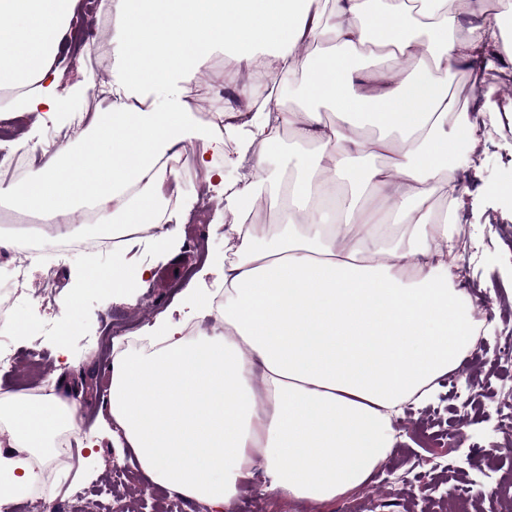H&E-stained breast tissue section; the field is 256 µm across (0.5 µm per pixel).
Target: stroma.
Wrapping results in <instances>:
<instances>
[{
	"mask_svg": "<svg viewBox=\"0 0 512 512\" xmlns=\"http://www.w3.org/2000/svg\"><path fill=\"white\" fill-rule=\"evenodd\" d=\"M73 25L100 27L98 49L86 54L78 46L61 45L55 65L64 72V88L77 85L82 89L71 101L73 111L99 112L107 104L94 97L92 89L95 83L111 81L121 51L115 16L110 13L98 20L83 8ZM237 67L232 53L219 50L210 56L198 75L208 91L193 102L194 112L232 105L224 73ZM448 90L485 105L477 149L461 150L467 169L459 175V187L468 193L460 226L461 262L486 313L481 326L484 345L465 361L455 390L438 385L423 408L407 410L397 421V449L373 482L349 496L313 505L263 493L261 478L255 475L240 485L235 512H454L448 497L452 485L468 489V512H512V506L487 494L497 479L512 470V416L499 411L502 400L512 398V366L496 358L499 344L512 337V199L478 193L481 186L512 179V107H501L493 84L473 83L464 70L455 73ZM187 156L177 178H166L164 189L177 188L199 195L200 200L177 225L180 243L175 250L163 252L152 232L123 243L128 258L152 268L131 298L106 303L95 291H79L86 270L109 269L112 254L95 245L97 232L92 228L81 235L83 247L58 251L62 232L56 224L49 225L39 253L31 259L30 276L16 292L15 309L28 315L32 325L28 335L0 338V349L14 350L19 358L15 367L0 370V397L18 392L39 395L42 381L22 387L16 379L25 372L29 358L40 359L51 387L67 388L69 398L79 407L81 440L97 443L95 460H87L85 450H76L73 470L53 472L34 484L37 494L53 502L54 512H100L101 492L110 486L113 469L130 465L133 458L130 448L114 447L97 424L99 410L109 396L112 352L98 350L95 338L108 335L113 320L123 314L137 320L142 336L149 334L158 316L168 312L182 322H192V315L182 307L180 291L190 283L189 272L202 266L196 247L204 245L211 256L225 253L224 199L208 191L195 151H188ZM46 278L53 288L49 294L38 289ZM75 290L80 293L79 312L72 318L62 316L58 302ZM133 477L126 488L132 502L157 505L165 501L175 505L177 512H213L204 503L153 484L141 470H134ZM75 481L90 486L92 496L70 500L67 486Z\"/></svg>",
	"mask_w": 512,
	"mask_h": 512,
	"instance_id": "stroma-1",
	"label": "stroma"
}]
</instances>
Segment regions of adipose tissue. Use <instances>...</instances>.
Wrapping results in <instances>:
<instances>
[{
    "instance_id": "1",
    "label": "adipose tissue",
    "mask_w": 512,
    "mask_h": 512,
    "mask_svg": "<svg viewBox=\"0 0 512 512\" xmlns=\"http://www.w3.org/2000/svg\"><path fill=\"white\" fill-rule=\"evenodd\" d=\"M78 4L0 0V89L13 91L18 114L69 111L53 63ZM114 9L123 53L112 106L6 186L16 210L82 229L152 228L163 165L186 147L205 156L231 134L239 156L289 141L299 151L290 179L270 184L258 163L224 196L236 242L213 262L224 294L190 291L194 314L219 315L223 336L190 341L182 322L158 320L160 349L114 356L105 412L153 483L219 512H234L240 482L258 471L284 498L347 496L392 457L406 407L428 402L478 343L450 260L464 208L459 146L478 143V106L449 94L447 79L463 68L478 82L493 69L512 0L501 11L475 0H114ZM217 50L237 55L241 69L226 82L245 108L205 129L188 98ZM284 73L300 84L283 85ZM268 195L288 213L271 236L247 221ZM145 274L117 250L111 269L88 270L81 286L106 299ZM81 423L60 392L1 397L0 503L36 482L32 461L62 425Z\"/></svg>"
}]
</instances>
